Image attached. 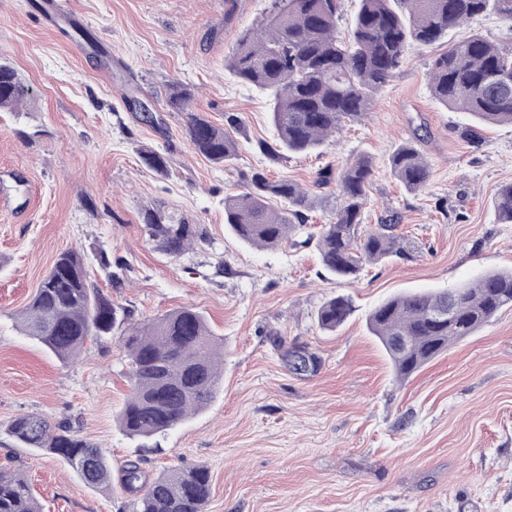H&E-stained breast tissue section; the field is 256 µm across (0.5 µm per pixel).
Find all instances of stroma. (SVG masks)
Instances as JSON below:
<instances>
[{"mask_svg": "<svg viewBox=\"0 0 512 512\" xmlns=\"http://www.w3.org/2000/svg\"><path fill=\"white\" fill-rule=\"evenodd\" d=\"M270 0H0V62L32 97L0 112V468L21 472L42 512H135L131 495L85 484L54 455L9 436L23 413L69 424L120 471L146 478L206 465L207 512H512V308L398 380L367 327L370 311L403 292L469 284L512 269V224L493 201L512 183V124L483 126L480 146L461 136L470 118L429 89L434 51L412 50L371 112L316 152L273 158L264 95L224 66L242 30L264 21ZM191 110L217 126L239 113V152L219 167L185 134L187 114L168 103L173 83ZM149 109L154 123L140 121ZM419 140L428 183L407 191L389 158ZM169 159L147 169L140 151ZM369 155L374 167L367 223L393 219L405 253L343 280L317 246L258 249L224 223V197L253 171L286 177L313 194L307 230L330 219L333 187L319 172ZM198 225L206 241L172 258L149 241L145 209ZM87 259L91 284L151 319L182 307L203 313L224 340L221 387L211 405L163 436L137 439L119 426L129 392L118 339L88 342L62 362L15 326L57 255ZM125 264L110 286L95 254ZM345 296L352 313L336 331L316 313ZM321 358L296 375L289 348Z\"/></svg>", "mask_w": 512, "mask_h": 512, "instance_id": "stroma-1", "label": "stroma"}]
</instances>
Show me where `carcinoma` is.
I'll return each mask as SVG.
<instances>
[{"mask_svg": "<svg viewBox=\"0 0 512 512\" xmlns=\"http://www.w3.org/2000/svg\"><path fill=\"white\" fill-rule=\"evenodd\" d=\"M340 0H271L259 28L242 33L227 68L241 82L266 95L275 144L259 143L274 157L311 153L340 130L363 117L376 94L396 76L410 48L432 47L467 21L493 14L512 26V0H359L343 35L337 32ZM430 90L443 105L472 115L480 124L512 123V46L465 33L432 60ZM31 97L17 71L0 62V112L15 111ZM192 93L172 88L169 103L188 112L186 136L197 153L227 166L238 143L204 116L190 112ZM157 173L167 159L157 150L141 153ZM390 171L409 191L429 178L427 162L408 141L390 157ZM372 160L360 156L350 164L327 167L318 186L334 185L339 204L315 234L324 268L340 279H355L365 266L401 253L391 224L365 223ZM286 207L274 209L271 201ZM311 209L307 190L294 180L252 174L245 191L224 197V224L244 243L258 248L288 242L305 226ZM495 210L503 224H512V183L502 187ZM148 238L170 257L181 256L197 240L196 225L175 221L165 213H143ZM453 304L455 318L435 313ZM505 308H512V271L483 275L471 285L442 291L423 290L393 296L368 316L371 333L405 379L448 346L473 335ZM352 312L344 296L330 298L317 310L320 328L334 331ZM18 329L62 361L74 359L87 341L120 335L129 364L131 389L118 421L133 438L161 436L206 409L221 382L224 349L205 316L183 307L146 322H131V313L89 284L85 258L75 249L58 254L49 274L17 315ZM320 368L319 356L297 347L288 351V369L296 360ZM9 435L21 448L46 451L62 460L93 487H112V462L101 449L65 423L24 413L9 424ZM119 487L137 495L136 512H206L211 477L203 465L174 467L151 482L141 481L139 466L122 468ZM0 512H40L27 480L0 470Z\"/></svg>", "mask_w": 512, "mask_h": 512, "instance_id": "cac0c4a2", "label": "carcinoma"}]
</instances>
